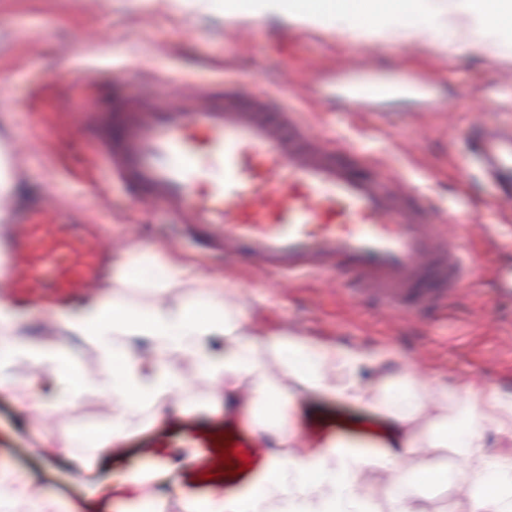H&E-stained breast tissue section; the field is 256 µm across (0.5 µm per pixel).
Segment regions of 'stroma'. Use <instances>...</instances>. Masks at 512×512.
Segmentation results:
<instances>
[{
  "label": "stroma",
  "instance_id": "obj_1",
  "mask_svg": "<svg viewBox=\"0 0 512 512\" xmlns=\"http://www.w3.org/2000/svg\"><path fill=\"white\" fill-rule=\"evenodd\" d=\"M448 0H413L400 23L375 35L350 33L346 23L303 26L225 14L221 0H0V143L21 144L12 167L17 195L8 211L49 206L51 214L100 226L112 241L150 258L189 259L198 282L232 291L256 329L285 325L317 340L386 349L417 363L430 379L457 388L488 383L512 391V208L494 203L497 186L475 160V122L512 126V33L468 37L436 17ZM369 52L383 72L399 78L433 76L431 105L413 99L346 112L314 91L338 58ZM113 73L158 92L191 81L214 91L262 92L297 112L318 140L353 146L385 163L400 181L428 196L454 233L472 248L474 271L448 311L427 322L377 314L336 292V277L302 272L292 282L239 268L223 253L202 250L161 210L139 206L111 179L102 156L82 135L81 102L64 92L76 74ZM20 334L60 342L74 367L96 377L95 345L51 327L59 299H18ZM215 389L191 379L190 412L149 408L130 417L127 436L98 456L93 474L71 471L56 449L42 448L34 422L14 398L0 397V463L37 475L61 499L84 512H129L109 490L121 475L141 474L164 512H185L188 497L206 494L222 472L226 435H240L233 418L208 410ZM112 407L98 390L55 413L47 435L57 446L73 436L108 435Z\"/></svg>",
  "mask_w": 512,
  "mask_h": 512
}]
</instances>
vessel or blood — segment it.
Returning a JSON list of instances; mask_svg holds the SVG:
<instances>
[{"label": "vessel or blood", "mask_w": 512, "mask_h": 512, "mask_svg": "<svg viewBox=\"0 0 512 512\" xmlns=\"http://www.w3.org/2000/svg\"><path fill=\"white\" fill-rule=\"evenodd\" d=\"M361 61L335 73L347 110L374 100L424 96ZM86 132L113 175L144 207L160 208L208 247L248 269L292 275L339 271L348 293L378 311L425 316L448 309L470 279L421 193L360 150L310 139L292 113L258 94L216 96L191 83L176 93L129 94L109 105L87 98ZM471 141L499 203L512 206V128L474 126ZM10 260L0 271L13 293L36 298L93 292L112 269V244L90 226L55 223L44 210L15 217ZM337 436L375 432L336 408Z\"/></svg>", "instance_id": "obj_1"}]
</instances>
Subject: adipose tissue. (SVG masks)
Returning <instances> with one entry per match:
<instances>
[{"label":"adipose tissue","instance_id":"adipose-tissue-1","mask_svg":"<svg viewBox=\"0 0 512 512\" xmlns=\"http://www.w3.org/2000/svg\"><path fill=\"white\" fill-rule=\"evenodd\" d=\"M250 16L267 20L288 16L301 24L321 25L348 19L346 0H250ZM448 25L487 33L512 30V0H458ZM153 262L163 275L155 301L140 308L116 295L91 298L77 312L61 314L69 335L91 340L101 354L98 389L114 405L112 435L95 440L98 452L119 442L126 415L141 406L164 413L188 381L168 366L170 353L187 356L195 374L224 393V410L251 429L257 443L271 449L264 465L241 489L213 490L189 498L188 512H376L362 483L364 471L387 474L393 488L389 512H420L425 484L448 479L466 483L472 512H512V392L491 385L459 397L447 383H429L411 364L390 352L318 341L295 330L252 331L232 293H211L171 304L164 293L193 279L194 272L173 256ZM19 314L0 291V395H15L16 385L2 369L18 362L35 365L22 412L46 417L48 409L74 407L90 383L71 376L63 345L17 339ZM276 362L282 383L267 375ZM343 402L380 415L387 431L376 450L364 451L336 436L301 438L295 418L304 399ZM491 423L503 447L489 454L482 434ZM417 448H446L462 467L449 474L445 464L425 474L404 472L397 460ZM0 512H75L51 495L35 477L0 467Z\"/></svg>","mask_w":512,"mask_h":512}]
</instances>
